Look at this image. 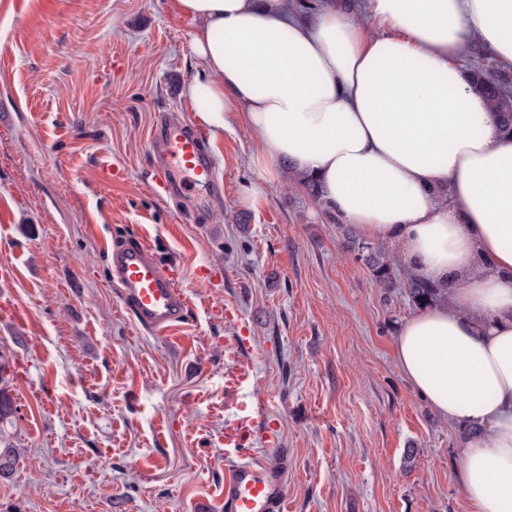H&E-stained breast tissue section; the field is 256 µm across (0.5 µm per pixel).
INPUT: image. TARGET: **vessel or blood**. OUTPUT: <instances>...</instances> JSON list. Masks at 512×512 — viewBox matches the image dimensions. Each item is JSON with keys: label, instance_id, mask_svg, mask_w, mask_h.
Returning <instances> with one entry per match:
<instances>
[{"label": "vessel or blood", "instance_id": "b4317fda", "mask_svg": "<svg viewBox=\"0 0 512 512\" xmlns=\"http://www.w3.org/2000/svg\"><path fill=\"white\" fill-rule=\"evenodd\" d=\"M154 183L164 201H180L183 223L192 224L197 210L189 196L196 187L216 186L213 157L188 125L161 119L152 144ZM108 272L125 307L140 325L169 334L187 319L190 304L177 287L172 270L162 265L138 239L130 237L106 248ZM287 467L258 459L230 464L224 477L223 512H286Z\"/></svg>", "mask_w": 512, "mask_h": 512}]
</instances>
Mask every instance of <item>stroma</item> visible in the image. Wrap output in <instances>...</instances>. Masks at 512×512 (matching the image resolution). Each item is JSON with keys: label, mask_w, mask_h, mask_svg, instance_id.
<instances>
[{"label": "stroma", "mask_w": 512, "mask_h": 512, "mask_svg": "<svg viewBox=\"0 0 512 512\" xmlns=\"http://www.w3.org/2000/svg\"><path fill=\"white\" fill-rule=\"evenodd\" d=\"M168 4L0 0V359L20 450L0 512H221L228 464L249 458L287 463V512H471L461 425L396 363L416 305L384 295L304 189L263 183L246 127L211 135L184 94L192 25ZM159 112L215 155L204 223L150 186ZM120 235L186 291L177 341L123 307L105 258Z\"/></svg>", "instance_id": "stroma-1"}]
</instances>
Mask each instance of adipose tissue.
<instances>
[{"label": "adipose tissue", "instance_id": "ef3b65f1", "mask_svg": "<svg viewBox=\"0 0 512 512\" xmlns=\"http://www.w3.org/2000/svg\"><path fill=\"white\" fill-rule=\"evenodd\" d=\"M202 70L186 88L212 133L248 128L266 182L315 181L325 208L452 281L407 318L399 367L441 417L479 428L460 453L474 512H512V137L466 81L471 48L512 70V0H173ZM447 189V202L436 193Z\"/></svg>", "mask_w": 512, "mask_h": 512}]
</instances>
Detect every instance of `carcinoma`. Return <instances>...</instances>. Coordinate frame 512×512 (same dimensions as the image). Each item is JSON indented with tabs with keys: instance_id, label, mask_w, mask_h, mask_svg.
<instances>
[{
	"instance_id": "carcinoma-1",
	"label": "carcinoma",
	"mask_w": 512,
	"mask_h": 512,
	"mask_svg": "<svg viewBox=\"0 0 512 512\" xmlns=\"http://www.w3.org/2000/svg\"><path fill=\"white\" fill-rule=\"evenodd\" d=\"M468 74L475 89L485 95L492 111L498 114L500 130L505 135H512V80L502 74H496L482 66H471ZM357 256L364 261L373 272L377 284L389 291L403 288L412 302L417 305L434 303L449 294V283L436 281L414 272L408 274L402 282L396 280L393 270V259L382 244L368 242L354 243ZM6 363L0 362V479L9 480L15 472V463L19 449L11 439L8 428L15 422L17 409L8 393L4 377Z\"/></svg>"
}]
</instances>
